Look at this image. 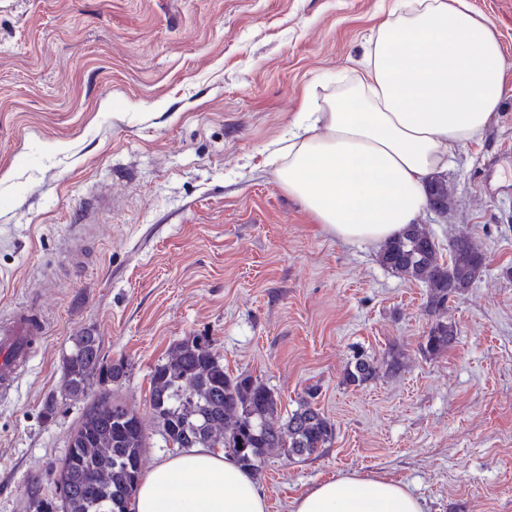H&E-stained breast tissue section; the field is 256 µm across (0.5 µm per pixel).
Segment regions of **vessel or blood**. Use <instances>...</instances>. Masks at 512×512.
<instances>
[{"instance_id":"vessel-or-blood-1","label":"vessel or blood","mask_w":512,"mask_h":512,"mask_svg":"<svg viewBox=\"0 0 512 512\" xmlns=\"http://www.w3.org/2000/svg\"><path fill=\"white\" fill-rule=\"evenodd\" d=\"M45 331L43 320L17 312L0 322V393L10 391L19 371L25 367L31 345Z\"/></svg>"}]
</instances>
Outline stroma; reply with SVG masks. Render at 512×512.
I'll return each mask as SVG.
<instances>
[{
	"label": "stroma",
	"mask_w": 512,
	"mask_h": 512,
	"mask_svg": "<svg viewBox=\"0 0 512 512\" xmlns=\"http://www.w3.org/2000/svg\"><path fill=\"white\" fill-rule=\"evenodd\" d=\"M507 62L498 113L454 150L449 206L421 218L440 250L471 238L485 265L452 297V346L428 357L423 283L346 244L280 186L271 143L308 93L348 79L393 0H0V317L46 325L0 398V512H29L97 394L62 392L72 338L95 332L128 374L114 399L159 435L150 374L206 336L232 374L294 410L308 388L328 448L271 457L268 512L351 473L400 483L424 512H512V0H472ZM402 369L361 386L355 350Z\"/></svg>",
	"instance_id": "obj_1"
}]
</instances>
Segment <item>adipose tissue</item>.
I'll return each mask as SVG.
<instances>
[{
    "label": "adipose tissue",
    "instance_id": "adipose-tissue-1",
    "mask_svg": "<svg viewBox=\"0 0 512 512\" xmlns=\"http://www.w3.org/2000/svg\"><path fill=\"white\" fill-rule=\"evenodd\" d=\"M506 64L470 0H395L350 80L299 112L270 162L289 197L337 240L379 245L416 222L427 186L476 141L501 103ZM136 512H266L253 475L193 448L142 478ZM291 512H424L404 486L349 474L295 497Z\"/></svg>",
    "mask_w": 512,
    "mask_h": 512
}]
</instances>
